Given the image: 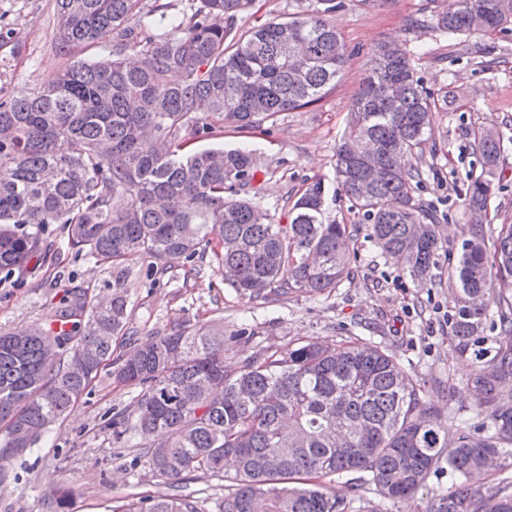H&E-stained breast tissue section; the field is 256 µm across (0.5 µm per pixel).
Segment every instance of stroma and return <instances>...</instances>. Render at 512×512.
<instances>
[{
	"label": "stroma",
	"mask_w": 512,
	"mask_h": 512,
	"mask_svg": "<svg viewBox=\"0 0 512 512\" xmlns=\"http://www.w3.org/2000/svg\"><path fill=\"white\" fill-rule=\"evenodd\" d=\"M333 2L329 19L348 54L336 86L306 108L279 113L248 133L225 130L221 137L199 141V148L255 150L259 170L247 193L274 223H290L294 203L316 180L326 188V219L363 223L362 213L337 186L336 148L377 44L402 40L414 55L423 86L434 97L448 99L435 114V143L423 147L417 199L435 208L450 233L448 250H457V225L472 221L462 206L463 194L470 178L482 172L474 135L489 130L501 142V155L487 221L512 224V26L451 42L433 28L443 0ZM59 35L56 0H0V97L50 84L70 61L106 64L112 59L111 50L102 47L59 54ZM49 241L52 257L35 275L0 280V328L44 323L70 283L98 297L111 293V264L69 249L63 225H53ZM148 264L142 256L127 262L131 323L140 343L177 324H220L229 333L248 319L255 334L246 353L295 338L336 343L357 337L392 349L411 375L440 378L460 388L480 363L477 348L459 351L448 337L453 290L399 276L365 240L358 243L350 277L327 298L293 292L266 303L242 296L225 285L222 268L208 252L191 266L159 263L151 281L145 276ZM136 395V389L100 375L90 394L51 432L10 461L17 479L0 487V512H53L56 487L72 491V512H100L108 499L136 501L167 491V483L147 464H134L140 454L138 438L115 440L105 426L115 413L132 409Z\"/></svg>",
	"instance_id": "stroma-1"
}]
</instances>
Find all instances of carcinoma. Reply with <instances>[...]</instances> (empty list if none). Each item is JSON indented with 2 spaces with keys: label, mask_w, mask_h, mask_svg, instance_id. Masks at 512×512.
I'll return each instance as SVG.
<instances>
[{
  "label": "carcinoma",
  "mask_w": 512,
  "mask_h": 512,
  "mask_svg": "<svg viewBox=\"0 0 512 512\" xmlns=\"http://www.w3.org/2000/svg\"><path fill=\"white\" fill-rule=\"evenodd\" d=\"M252 2L188 0L186 22L163 10L151 20L140 0H56L59 52L104 45L112 63L76 61L48 86L0 97V271L34 273L53 224L67 227L71 249L112 263L109 299L72 286L44 324L0 331V486L20 455L16 432L30 433L31 449L109 366L113 382L139 388L133 410L112 419L113 437L138 436L145 463L169 483L224 479L219 512H383L380 503L414 495L437 470L452 484L435 512H512V478L486 481L491 466L512 467V224H464L448 255L455 346L479 343L493 310L499 327L492 356L461 391L413 378L388 349L359 338L292 339L239 368L225 364L224 348L250 341L248 322L229 336L221 325H183L132 342V255L188 264L209 249L225 284L264 300L331 296L362 233L419 284L440 269L448 238L415 196L437 102L404 48L377 47L336 149V178L365 224L326 221L319 181L290 223L275 224L242 195L258 171L253 150L193 148L228 126L243 133L319 101L344 70L329 8L244 27ZM474 13L496 30L512 23V0H448L435 28L450 40L469 34ZM176 72L183 78L173 82ZM362 138L377 152L373 182L347 163ZM475 140L491 175L500 140L483 131ZM491 190L489 177L472 180L466 209L487 211ZM432 391L461 404L472 397L476 421L432 405ZM337 479L349 495L327 485ZM105 512L200 509L174 493L114 499Z\"/></svg>",
  "instance_id": "1"
}]
</instances>
